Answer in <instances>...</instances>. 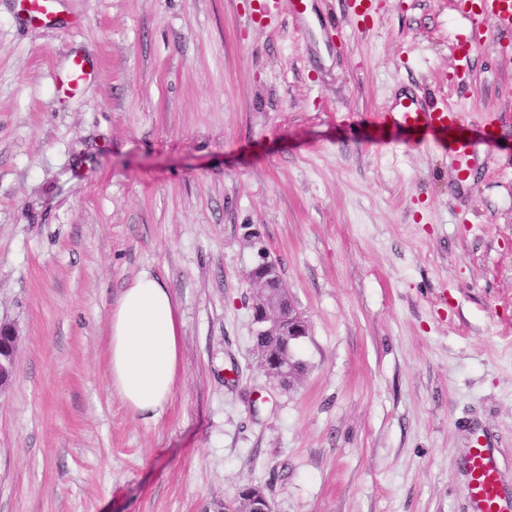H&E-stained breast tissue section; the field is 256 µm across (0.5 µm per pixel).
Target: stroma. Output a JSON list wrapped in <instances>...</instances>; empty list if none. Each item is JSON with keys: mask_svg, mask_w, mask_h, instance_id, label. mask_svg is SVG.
<instances>
[{"mask_svg": "<svg viewBox=\"0 0 512 512\" xmlns=\"http://www.w3.org/2000/svg\"><path fill=\"white\" fill-rule=\"evenodd\" d=\"M22 25L0 0V512H469L465 457L512 488V43L455 77L460 0H325L335 54L310 67L288 17L248 0H60ZM77 50L96 79L56 89ZM495 113L483 172L369 143L401 90ZM256 227L307 335L291 386L253 347ZM182 322L155 422L107 388L108 311L141 272ZM17 335L13 327L0 325V387L7 384L13 369ZM225 512H272V502L258 485L243 486L235 498L224 504Z\"/></svg>", "mask_w": 512, "mask_h": 512, "instance_id": "1", "label": "stroma"}]
</instances>
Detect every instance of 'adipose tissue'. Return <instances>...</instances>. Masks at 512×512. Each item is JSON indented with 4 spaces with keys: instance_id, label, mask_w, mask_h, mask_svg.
Returning <instances> with one entry per match:
<instances>
[{
    "instance_id": "obj_1",
    "label": "adipose tissue",
    "mask_w": 512,
    "mask_h": 512,
    "mask_svg": "<svg viewBox=\"0 0 512 512\" xmlns=\"http://www.w3.org/2000/svg\"><path fill=\"white\" fill-rule=\"evenodd\" d=\"M182 323L169 287L144 272L108 312V388L135 415H162L180 373Z\"/></svg>"
}]
</instances>
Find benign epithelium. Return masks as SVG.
Segmentation results:
<instances>
[{
  "mask_svg": "<svg viewBox=\"0 0 512 512\" xmlns=\"http://www.w3.org/2000/svg\"><path fill=\"white\" fill-rule=\"evenodd\" d=\"M245 235L256 248L254 263L248 273L250 282L257 288L252 300L254 335L273 336L276 341L256 348L266 374L279 385H291L288 370L287 347L289 343L307 335V326L301 312L291 303L288 288L281 284L269 289L267 275L279 270L277 260L261 240L258 230L244 225ZM17 335L13 327L0 325V387H4L12 373ZM224 512H273L272 502L265 489L258 485L243 486L235 498L224 504Z\"/></svg>",
  "mask_w": 512,
  "mask_h": 512,
  "instance_id": "obj_1",
  "label": "benign epithelium"
}]
</instances>
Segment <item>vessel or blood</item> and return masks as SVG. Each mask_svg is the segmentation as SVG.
<instances>
[{"label": "vessel or blood", "mask_w": 512, "mask_h": 512, "mask_svg": "<svg viewBox=\"0 0 512 512\" xmlns=\"http://www.w3.org/2000/svg\"><path fill=\"white\" fill-rule=\"evenodd\" d=\"M290 16L297 31L306 42L309 61L335 44L336 25L318 8V0H289ZM21 10L27 22L52 23L58 18L57 0H22ZM469 13L473 25L458 38L460 59L494 40L496 34L512 33V0H472ZM489 17L494 29H484L479 19ZM95 75L87 58L72 52L59 79L60 89L74 92ZM495 126L485 121L476 127L462 112L450 104H438L414 92L397 95L382 111L376 125L374 142L380 147L436 148L447 152L456 178L467 184L473 176L478 142L494 137ZM468 481L464 495L470 512H512V495L508 494L502 478L497 451L483 438H476L466 458Z\"/></svg>", "instance_id": "obj_1"}]
</instances>
